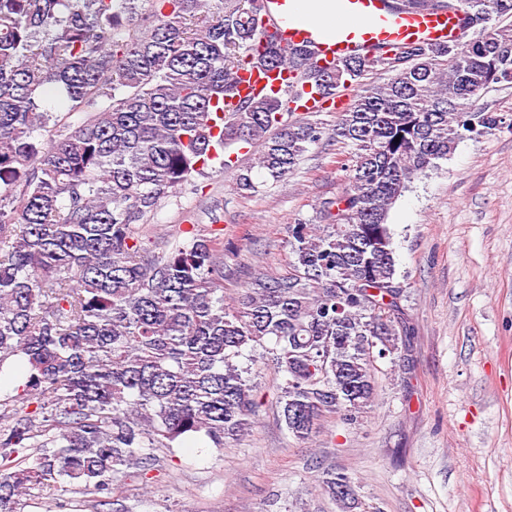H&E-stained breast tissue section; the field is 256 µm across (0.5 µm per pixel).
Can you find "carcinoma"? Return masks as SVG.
<instances>
[{"label": "carcinoma", "instance_id": "cac0c4a2", "mask_svg": "<svg viewBox=\"0 0 512 512\" xmlns=\"http://www.w3.org/2000/svg\"><path fill=\"white\" fill-rule=\"evenodd\" d=\"M0 0V368L21 357L25 382L0 401V512L32 488L111 494L129 468L148 479L150 450L206 438L222 450L263 401L257 362L282 375L276 406L307 444L321 422L360 424L378 362L406 374L413 327L397 280L391 206L465 132L498 125L471 107L512 82V0H455L465 42L408 45L318 68L279 45L263 0ZM448 8L395 0L392 8ZM296 71L316 97L378 67L394 72L360 97L332 135L356 151L347 187L320 202V224L289 225L291 272H258L224 302V239L192 234L161 253L135 225L213 152L259 148L288 178L325 130L284 121L307 94L242 97L241 70ZM55 91L72 125L41 109ZM399 142H394L395 137ZM323 484L355 502L341 472Z\"/></svg>", "mask_w": 512, "mask_h": 512}]
</instances>
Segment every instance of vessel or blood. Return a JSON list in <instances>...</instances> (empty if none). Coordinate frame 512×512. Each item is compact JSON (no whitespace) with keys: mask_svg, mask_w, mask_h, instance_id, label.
Wrapping results in <instances>:
<instances>
[{"mask_svg":"<svg viewBox=\"0 0 512 512\" xmlns=\"http://www.w3.org/2000/svg\"><path fill=\"white\" fill-rule=\"evenodd\" d=\"M265 17L281 30L284 48L307 46L319 65H331L349 56L375 49H396L412 43L436 44L461 40L467 35L460 14L451 11H389L384 0H264ZM334 17L324 27L320 14ZM295 73L245 72L238 85L241 95L304 90Z\"/></svg>","mask_w":512,"mask_h":512,"instance_id":"vessel-or-blood-1","label":"vessel or blood"}]
</instances>
